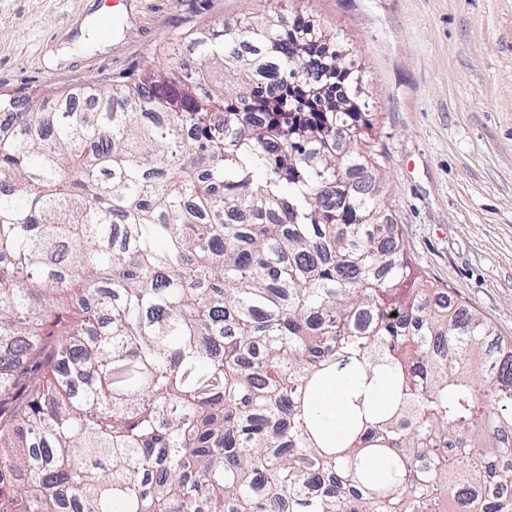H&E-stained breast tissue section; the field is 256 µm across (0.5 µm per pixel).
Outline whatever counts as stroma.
I'll return each instance as SVG.
<instances>
[{"instance_id":"stroma-1","label":"stroma","mask_w":512,"mask_h":512,"mask_svg":"<svg viewBox=\"0 0 512 512\" xmlns=\"http://www.w3.org/2000/svg\"><path fill=\"white\" fill-rule=\"evenodd\" d=\"M298 6L363 76L378 179L414 267L512 341V0ZM106 9L111 39L81 36ZM265 18L261 0H0V93L120 83L181 35Z\"/></svg>"}]
</instances>
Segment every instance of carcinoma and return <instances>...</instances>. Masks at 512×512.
I'll list each match as a JSON object with an SVG mask.
<instances>
[{
	"label": "carcinoma",
	"mask_w": 512,
	"mask_h": 512,
	"mask_svg": "<svg viewBox=\"0 0 512 512\" xmlns=\"http://www.w3.org/2000/svg\"><path fill=\"white\" fill-rule=\"evenodd\" d=\"M335 43L296 10L0 95V512H512V344L415 272L364 104L297 105L327 50L362 83ZM333 390L328 391L319 400V407L330 421L329 436L335 438L336 424L349 413L348 397L345 392L336 393V381L333 382Z\"/></svg>",
	"instance_id": "obj_1"
}]
</instances>
